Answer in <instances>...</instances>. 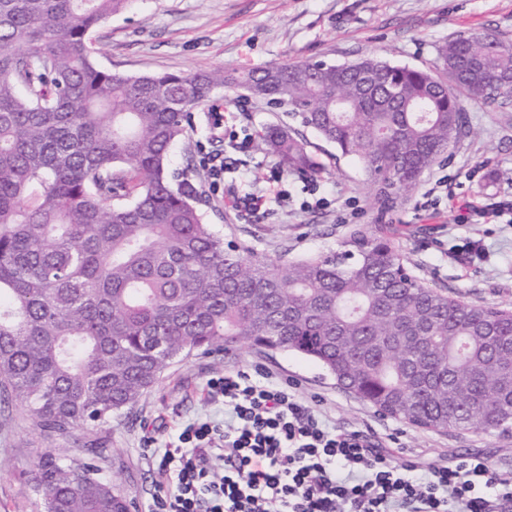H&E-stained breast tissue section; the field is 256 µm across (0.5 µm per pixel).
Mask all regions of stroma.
Returning a JSON list of instances; mask_svg holds the SVG:
<instances>
[{"mask_svg": "<svg viewBox=\"0 0 512 512\" xmlns=\"http://www.w3.org/2000/svg\"><path fill=\"white\" fill-rule=\"evenodd\" d=\"M467 32H489L512 44V0H134L102 22L90 40L101 68L140 76L217 67L242 71L307 58L340 64L367 55L427 69L435 62L436 45ZM464 106L470 134L447 161L424 174L404 205L382 219L367 207V175L355 159L341 156L284 110L222 88L194 109L169 167L187 170L198 206L216 233L259 256L285 263L333 252L354 231L382 220L393 225L414 275L474 304L512 307V223L485 212L488 205L512 200V107L503 111L470 98ZM216 112L224 115L223 139L251 142L245 152L226 150L224 183L217 191L199 165L202 154L216 147ZM276 126L310 143L324 167L321 174L286 171L272 181L279 160L264 135ZM443 175L453 178L452 197L426 200L430 183ZM248 194L256 197L257 209L239 208ZM465 204L483 209V216L460 223ZM467 238L483 244L486 259H462L457 247ZM255 366L290 383L327 422L379 438L397 460L479 454L491 467L512 465V430L415 428L382 415L301 356L250 345L192 351L164 370L120 423L78 430L74 437L92 445L103 475L132 502V512H148L154 483L145 439L173 442L192 419L223 420V406L208 398V379ZM61 443L37 429L19 403L0 406V512H42L28 465Z\"/></svg>", "mask_w": 512, "mask_h": 512, "instance_id": "1", "label": "stroma"}]
</instances>
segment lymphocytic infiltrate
<instances>
[{
    "label": "lymphocytic infiltrate",
    "instance_id": "1",
    "mask_svg": "<svg viewBox=\"0 0 512 512\" xmlns=\"http://www.w3.org/2000/svg\"><path fill=\"white\" fill-rule=\"evenodd\" d=\"M229 421L187 423L149 448L150 512H512V469L470 455L397 463L378 440L326 423L269 371L207 381Z\"/></svg>",
    "mask_w": 512,
    "mask_h": 512
}]
</instances>
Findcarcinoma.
<instances>
[{
    "label": "carcinoma",
    "instance_id": "obj_1",
    "mask_svg": "<svg viewBox=\"0 0 512 512\" xmlns=\"http://www.w3.org/2000/svg\"><path fill=\"white\" fill-rule=\"evenodd\" d=\"M134 0H0V403L51 436L131 408L185 351H290L415 427L512 429V308L475 306L407 268L380 225L349 249L281 265L224 242L170 153L210 91L287 108L368 174L379 217L467 132L460 94L512 99V44L461 33L437 69L366 56L248 71L125 76L89 33ZM344 102L348 111H336ZM289 171L322 165L288 127L265 134ZM44 512H130L91 462L31 464Z\"/></svg>",
    "mask_w": 512,
    "mask_h": 512
}]
</instances>
